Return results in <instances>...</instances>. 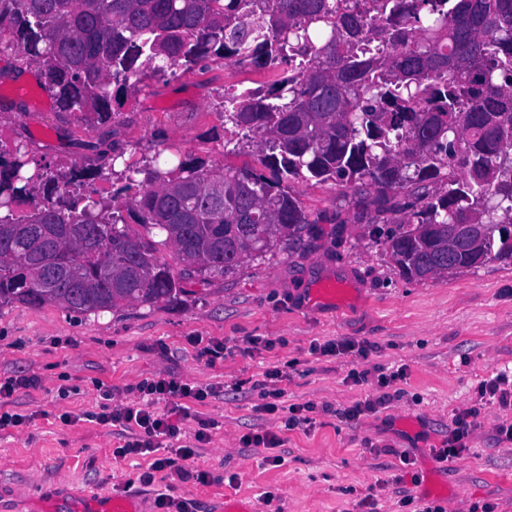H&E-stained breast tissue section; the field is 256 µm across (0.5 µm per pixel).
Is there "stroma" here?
<instances>
[{"label":"stroma","instance_id":"stroma-1","mask_svg":"<svg viewBox=\"0 0 512 512\" xmlns=\"http://www.w3.org/2000/svg\"><path fill=\"white\" fill-rule=\"evenodd\" d=\"M267 71L220 62L183 67L175 79L145 81L105 126L59 111L36 86L34 66L0 53V147L22 145L34 164L54 171L95 173V188L111 191L118 177L97 175L109 146L129 162L187 157L206 164L253 162L244 142L229 152L224 92L257 88ZM316 220L300 241L280 246L235 272L185 282L180 304H129L82 314L55 304L0 307V377L33 375L38 388L16 392L8 411L32 415L20 428L0 430V512H94L78 490L154 502L162 481L144 485L138 457L119 459L124 435L87 420L103 390L134 400L142 378L170 374L216 387L182 419L180 442L196 446L187 466L208 483L171 478L175 499L190 512H218L225 497L247 498L258 512H356L374 496L375 512H414L434 503L470 512L491 503L512 512V442L496 427L512 423V406L478 405L480 382L512 369V264L497 260L457 276L423 281L403 277L386 250L389 225L374 224L345 201L339 188L296 187ZM343 224H336V216ZM335 283V300L317 296ZM350 339L370 344L367 357L312 354L311 344ZM272 348H265V341ZM222 342L221 357L199 352ZM404 369L390 401L361 416L344 409L379 396L380 373ZM279 370L282 408L263 412L261 383ZM365 380H355V373ZM311 403V422L286 429V405ZM479 407L469 451L439 463L430 455L454 427L456 414ZM71 421H61L62 413ZM207 439L195 440L198 431ZM273 431L285 461L263 463V451L242 448L250 433ZM408 452L414 465L403 466ZM236 482H229V475ZM272 500H264V492Z\"/></svg>","mask_w":512,"mask_h":512}]
</instances>
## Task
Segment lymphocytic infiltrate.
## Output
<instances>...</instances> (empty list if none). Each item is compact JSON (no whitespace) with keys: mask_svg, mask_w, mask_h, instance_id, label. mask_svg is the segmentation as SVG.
<instances>
[{"mask_svg":"<svg viewBox=\"0 0 512 512\" xmlns=\"http://www.w3.org/2000/svg\"><path fill=\"white\" fill-rule=\"evenodd\" d=\"M135 390L137 401L117 403L111 392H104V403L100 412L91 419L102 426H112L131 435L121 448L115 449V456L130 455L141 457L145 469L141 474L144 484H153L157 473L168 472L181 480H195L206 483L209 475L203 471L186 469L184 463L191 459L194 449L181 446L169 449L167 455H160L161 440H175L181 434L177 415L188 414L189 402H204L212 393L211 388L200 387L169 375H156L139 381ZM165 401L172 404V412H160L156 403ZM479 416L477 406L458 413L454 427L448 434L443 447L433 449L432 456L437 462H448L467 453L466 439L476 426Z\"/></svg>","mask_w":512,"mask_h":512,"instance_id":"f902f5d3","label":"lymphocytic infiltrate"}]
</instances>
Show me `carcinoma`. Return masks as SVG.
Here are the masks:
<instances>
[{
	"label": "carcinoma",
	"instance_id": "carcinoma-1",
	"mask_svg": "<svg viewBox=\"0 0 512 512\" xmlns=\"http://www.w3.org/2000/svg\"><path fill=\"white\" fill-rule=\"evenodd\" d=\"M2 44L94 126L176 65L279 75L224 93V124L253 135L257 164L140 168L114 148L112 205L0 148V306L176 304L184 281L318 223L300 181L333 182L372 223L398 225L387 249L409 278L448 272L450 224L487 225L484 260L512 263V0H0Z\"/></svg>",
	"mask_w": 512,
	"mask_h": 512
}]
</instances>
